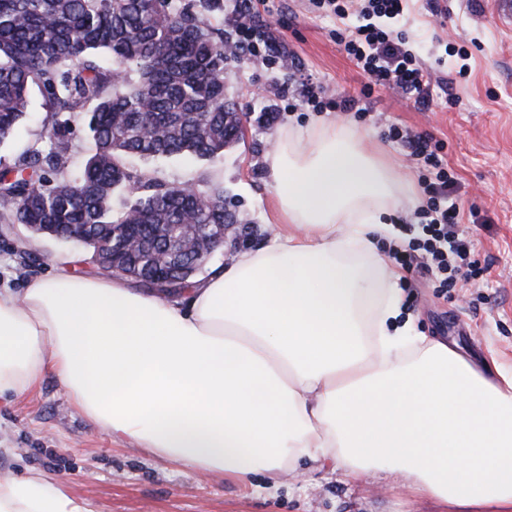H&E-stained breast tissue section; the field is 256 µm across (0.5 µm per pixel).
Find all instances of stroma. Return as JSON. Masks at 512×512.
Returning a JSON list of instances; mask_svg holds the SVG:
<instances>
[{"instance_id":"obj_1","label":"stroma","mask_w":512,"mask_h":512,"mask_svg":"<svg viewBox=\"0 0 512 512\" xmlns=\"http://www.w3.org/2000/svg\"><path fill=\"white\" fill-rule=\"evenodd\" d=\"M438 6L448 13L446 25L431 16L425 0H412L398 26L434 79L431 110L378 88L363 102L366 116L346 120L373 134L417 198L419 172L387 128L408 127L444 143L459 183V230L473 241L469 259L477 274L446 292L430 277L404 275L405 310L419 331L457 344L475 362L511 364L512 0H438ZM254 12L281 55L241 54L224 66L228 96L246 118L243 139L211 161L134 158L129 165L136 175L168 184H222L230 208L265 242L272 196L265 154L280 128L304 126L319 115L301 102L300 75L329 98L359 95L368 78L334 40L335 19L314 11L308 0H285L284 11L273 17L263 0H254ZM463 63L469 70L462 77ZM43 117L41 94L32 92L28 117L0 145V162L45 147ZM64 255L72 259L69 273L101 277L81 243L0 223V290L22 293L31 281L55 273ZM30 473L63 482L95 512H452L446 503L408 491L395 476L351 478L309 466L272 488L262 475L246 484L200 475L89 423L51 376L31 393L0 398V474Z\"/></svg>"}]
</instances>
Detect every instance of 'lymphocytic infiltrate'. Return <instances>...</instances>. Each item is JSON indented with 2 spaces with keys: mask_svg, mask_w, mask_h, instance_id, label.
Segmentation results:
<instances>
[{
  "mask_svg": "<svg viewBox=\"0 0 512 512\" xmlns=\"http://www.w3.org/2000/svg\"><path fill=\"white\" fill-rule=\"evenodd\" d=\"M311 4L335 18L337 40L369 82L359 97L339 96L327 102L319 87L307 85L305 104L316 111L330 107L343 114L359 115L363 112L360 98L370 97L377 87L399 90L424 108L432 103L428 73L396 29L408 0H311ZM388 131L391 139L409 148L423 170V202L415 212V222L400 226L408 242L397 259L407 270L432 276L440 288L455 287L458 280L468 276L465 266L471 243L458 231V187L448 170L444 145L427 133L395 125Z\"/></svg>",
  "mask_w": 512,
  "mask_h": 512,
  "instance_id": "lymphocytic-infiltrate-1",
  "label": "lymphocytic infiltrate"
}]
</instances>
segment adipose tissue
Masks as SVG:
<instances>
[{
  "label": "adipose tissue",
  "instance_id": "adipose-tissue-1",
  "mask_svg": "<svg viewBox=\"0 0 512 512\" xmlns=\"http://www.w3.org/2000/svg\"><path fill=\"white\" fill-rule=\"evenodd\" d=\"M276 139L273 238L186 302L75 277L64 258L0 291V396L51 374L95 426L203 475L275 484L307 460L512 512V368L485 373L403 319L402 274L376 247L410 192L348 123ZM0 512L92 510L32 474L0 477Z\"/></svg>",
  "mask_w": 512,
  "mask_h": 512
}]
</instances>
